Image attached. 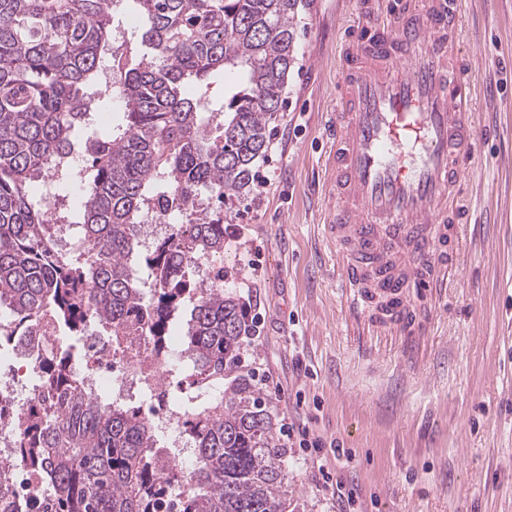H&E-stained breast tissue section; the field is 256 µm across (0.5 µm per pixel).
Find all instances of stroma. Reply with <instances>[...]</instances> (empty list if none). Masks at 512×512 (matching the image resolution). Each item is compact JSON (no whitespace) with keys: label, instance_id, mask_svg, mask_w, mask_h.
<instances>
[{"label":"stroma","instance_id":"obj_1","mask_svg":"<svg viewBox=\"0 0 512 512\" xmlns=\"http://www.w3.org/2000/svg\"><path fill=\"white\" fill-rule=\"evenodd\" d=\"M360 2L299 0L267 157L249 194L224 197V288L259 326L241 369L269 400L295 512H512V0L463 3L482 132L463 199L471 221L439 288L415 303L412 334L350 310L324 234L336 56ZM292 428L322 450L299 448Z\"/></svg>","mask_w":512,"mask_h":512}]
</instances>
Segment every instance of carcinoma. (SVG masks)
Masks as SVG:
<instances>
[{
  "instance_id": "cac0c4a2",
  "label": "carcinoma",
  "mask_w": 512,
  "mask_h": 512,
  "mask_svg": "<svg viewBox=\"0 0 512 512\" xmlns=\"http://www.w3.org/2000/svg\"><path fill=\"white\" fill-rule=\"evenodd\" d=\"M119 0H0V308L11 341L45 312L82 336L94 319L118 336L132 326L163 352L183 333L198 389L222 388L182 423L196 463L179 512H288L277 423L252 373L238 372L250 335L239 299L224 291V195L250 191L270 145L296 58L298 0H134L152 55L112 47ZM119 68L121 123L93 129L103 103L99 64ZM234 70L224 98L209 85ZM186 86L198 93H183ZM83 136L85 165L63 159ZM80 195L63 218L84 248L59 244L61 227L34 199ZM179 213L147 253L148 207ZM72 349L39 360L42 387L15 426L17 462L51 482L20 504L0 462V512H161L162 457L151 419L83 393Z\"/></svg>"
}]
</instances>
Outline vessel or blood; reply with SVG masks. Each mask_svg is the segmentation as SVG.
I'll return each mask as SVG.
<instances>
[{
  "label": "vessel or blood",
  "mask_w": 512,
  "mask_h": 512,
  "mask_svg": "<svg viewBox=\"0 0 512 512\" xmlns=\"http://www.w3.org/2000/svg\"><path fill=\"white\" fill-rule=\"evenodd\" d=\"M462 0H363L339 45L342 80L325 161L326 226L353 309L377 300L405 331L448 266L450 227L480 132L459 57Z\"/></svg>",
  "instance_id": "b4317fda"
}]
</instances>
